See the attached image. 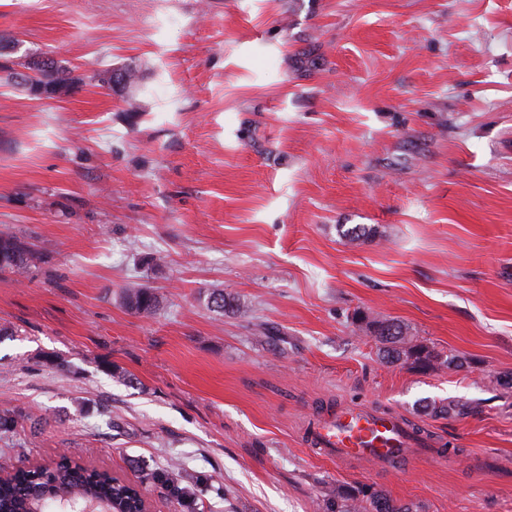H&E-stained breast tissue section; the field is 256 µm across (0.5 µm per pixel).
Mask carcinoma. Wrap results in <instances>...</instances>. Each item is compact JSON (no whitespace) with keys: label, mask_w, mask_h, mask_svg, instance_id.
<instances>
[{"label":"carcinoma","mask_w":512,"mask_h":512,"mask_svg":"<svg viewBox=\"0 0 512 512\" xmlns=\"http://www.w3.org/2000/svg\"><path fill=\"white\" fill-rule=\"evenodd\" d=\"M30 73L12 72L10 76L36 93L34 85L39 81L37 69L31 62L23 63ZM37 252L22 236L0 232V270H8L19 276L29 274L36 266ZM122 304L130 311L150 316L160 306L159 297L152 289L132 284L125 288ZM213 311L224 314L238 308V298L213 290L208 297ZM358 333L371 337L378 345L381 359L388 364H398L411 371L428 374L462 366L459 356L444 354L420 341L402 323L378 316L364 315L356 320ZM424 410L437 417L448 414L465 416L476 412L468 403L431 401ZM29 424L30 436L41 429V421L31 414L4 411L0 413V435L15 432L18 425ZM129 465L138 474V482L132 483L112 475L106 470L87 468L63 455L51 467L20 464L8 477L0 481V512H55L60 506L82 503L95 506L104 512H138L139 486L153 484L164 490L183 512H196L198 483L189 473L177 475L170 467L150 466L144 460L132 459ZM317 512H418L412 504L401 503L383 491L362 485L332 490L317 503Z\"/></svg>","instance_id":"obj_1"}]
</instances>
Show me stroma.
Here are the masks:
<instances>
[{
	"label": "stroma",
	"instance_id": "obj_1",
	"mask_svg": "<svg viewBox=\"0 0 512 512\" xmlns=\"http://www.w3.org/2000/svg\"><path fill=\"white\" fill-rule=\"evenodd\" d=\"M6 41L141 80L42 98L0 55V231L44 258L0 273V410L42 420L0 464L174 462L202 512H315L352 485L512 512V389L489 384L512 373V0H0ZM133 283L154 315L122 305ZM361 313L463 368L386 364ZM347 407L418 425L424 454L325 458L307 425ZM122 304L130 311L144 315H153L160 306L159 297L151 288L131 284L122 295ZM424 406V410L435 417L444 416L448 414H455L457 416H465L469 414H473L476 412L474 406L468 403L454 402L449 401L445 402H436L431 401L426 403Z\"/></svg>",
	"mask_w": 512,
	"mask_h": 512
}]
</instances>
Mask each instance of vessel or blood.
Listing matches in <instances>:
<instances>
[{"mask_svg": "<svg viewBox=\"0 0 512 512\" xmlns=\"http://www.w3.org/2000/svg\"><path fill=\"white\" fill-rule=\"evenodd\" d=\"M408 445L399 422L347 409L322 429L317 449L340 461L369 458L392 468L407 457Z\"/></svg>", "mask_w": 512, "mask_h": 512, "instance_id": "1", "label": "vessel or blood"}]
</instances>
